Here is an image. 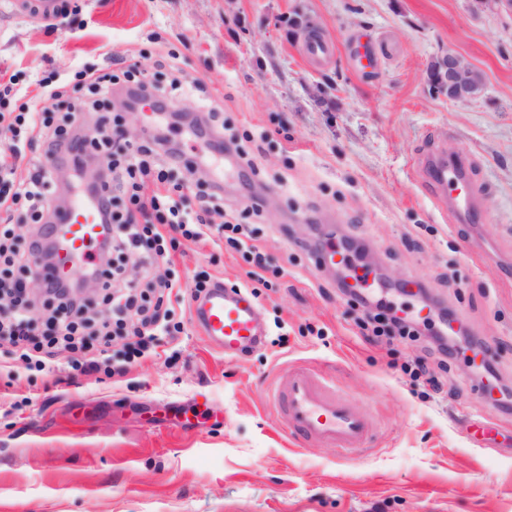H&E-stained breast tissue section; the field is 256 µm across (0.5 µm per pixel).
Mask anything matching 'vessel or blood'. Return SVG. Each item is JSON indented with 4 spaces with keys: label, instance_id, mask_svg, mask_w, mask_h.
Instances as JSON below:
<instances>
[{
    "label": "vessel or blood",
    "instance_id": "b4317fda",
    "mask_svg": "<svg viewBox=\"0 0 512 512\" xmlns=\"http://www.w3.org/2000/svg\"><path fill=\"white\" fill-rule=\"evenodd\" d=\"M17 11L32 14L34 22H57L64 0H15ZM466 158L444 163L423 159L421 168L432 185L437 200L457 210L474 214L478 190L466 176ZM106 226L96 200L75 195L55 224L53 275L65 278L81 264H92ZM192 317L205 341L225 357L235 358L262 347L266 330L260 306L247 291L217 283L194 297ZM282 422L296 435L324 442L344 455L366 447L374 425L372 420L336 387L334 381L312 365L289 372L275 391Z\"/></svg>",
    "mask_w": 512,
    "mask_h": 512
}]
</instances>
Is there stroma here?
Here are the masks:
<instances>
[{"instance_id":"1","label":"stroma","mask_w":512,"mask_h":512,"mask_svg":"<svg viewBox=\"0 0 512 512\" xmlns=\"http://www.w3.org/2000/svg\"><path fill=\"white\" fill-rule=\"evenodd\" d=\"M72 2L84 27L0 15V69L25 87L50 66L107 68L115 55L151 79L176 54L184 81L205 89L182 96L183 111L222 113L220 139L261 138L253 186L225 171L224 210L260 193L261 247L288 274L256 298L265 346L236 359L201 338L187 309L178 358L122 376L66 386V360L45 374L0 354V512H512V413L479 394L461 360L445 398L414 392L400 367L421 343L364 342V308L326 295L329 275L295 260L311 219L359 239L357 271L372 265L409 286L389 302L420 309L413 285L424 284L512 381V14L488 0ZM297 17L332 57L305 56ZM364 35L375 39L369 72L351 60ZM448 52L482 72L479 98L451 102L430 85ZM436 148L471 160L479 221L431 198L416 158ZM176 265L187 289L197 275L234 283L250 269L209 241L187 244ZM301 363L322 367L373 420L367 450L346 457L287 437L269 396ZM202 397L203 419L170 424Z\"/></svg>"}]
</instances>
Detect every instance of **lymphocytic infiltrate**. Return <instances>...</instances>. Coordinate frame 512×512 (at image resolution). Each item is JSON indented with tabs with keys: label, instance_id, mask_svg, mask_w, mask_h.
<instances>
[{
	"label": "lymphocytic infiltrate",
	"instance_id": "f902f5d3",
	"mask_svg": "<svg viewBox=\"0 0 512 512\" xmlns=\"http://www.w3.org/2000/svg\"><path fill=\"white\" fill-rule=\"evenodd\" d=\"M123 92L128 105L172 112L176 106L165 88L137 80L133 69L105 71L90 67L75 71L71 80L60 75L37 80L26 102L11 106L12 79L0 74V212L26 204V221L35 229L20 240L10 223L0 224V293L9 304L0 312V347L8 346L29 367L49 370L58 356H66L77 374L114 371L112 345L121 341L126 363L156 355L161 340L177 341L182 326L178 309L185 299L179 275L152 276L159 262L186 242L214 241L216 246L241 253L251 266V281L267 284L284 276L258 242L262 225L252 216L262 208L253 199L239 222L214 223L219 213L217 184L199 188L197 206H190L183 182L173 172H196L199 158L187 157L168 135L144 129L138 140L124 134L126 115L107 111L114 92ZM36 146L37 157L26 149ZM71 170L75 183L96 198L103 224L108 225L102 251L107 259L88 273L100 286L103 317H93L90 305L78 296L74 281L36 275L51 234L54 213L47 195L58 168ZM144 271L139 282L126 278L129 262ZM42 283V323L32 320L27 284ZM359 335L374 344L393 337L418 341L417 322L400 317L396 308L376 301L357 322Z\"/></svg>",
	"mask_w": 512,
	"mask_h": 512
}]
</instances>
